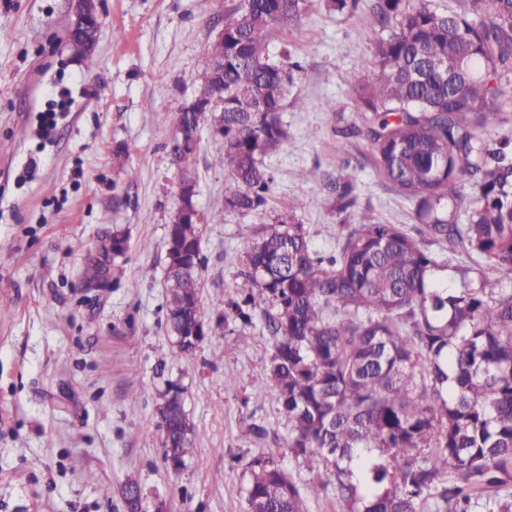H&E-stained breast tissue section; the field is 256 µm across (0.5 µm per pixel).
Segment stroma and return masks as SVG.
I'll return each instance as SVG.
<instances>
[{"instance_id":"1","label":"stroma","mask_w":512,"mask_h":512,"mask_svg":"<svg viewBox=\"0 0 512 512\" xmlns=\"http://www.w3.org/2000/svg\"><path fill=\"white\" fill-rule=\"evenodd\" d=\"M238 2L102 0L90 68L65 38L72 0H0V512H128L130 476L143 512H248L242 487L262 455L299 486L316 478L288 451L262 308L245 346L222 318L263 218L222 213L224 142L205 129L193 176L207 335L187 361L166 327V234L181 180L170 144ZM374 2L348 16L312 0L267 48L276 62L287 47L298 56L306 101L285 106L288 144L264 159L270 205L300 201L297 219L322 253L367 211L416 224L413 204L389 191L355 133L364 115L352 88L373 72ZM346 172L355 203L345 209L332 184ZM169 380L185 386L194 425L177 473L157 410Z\"/></svg>"}]
</instances>
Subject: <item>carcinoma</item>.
Listing matches in <instances>:
<instances>
[{
  "label": "carcinoma",
  "mask_w": 512,
  "mask_h": 512,
  "mask_svg": "<svg viewBox=\"0 0 512 512\" xmlns=\"http://www.w3.org/2000/svg\"><path fill=\"white\" fill-rule=\"evenodd\" d=\"M355 14L361 0H326ZM310 0H242L208 47L201 83L224 100L223 212H270L241 252L244 282L224 323L253 324L256 300L275 340L269 378L288 416V450L329 472L344 512H512V0H377L373 75L357 84L365 138L389 188L419 223L366 216L319 253L298 201L269 209L263 158L282 149L285 91L302 66L269 62L272 34ZM224 60V69L214 66ZM170 152L191 173L196 149ZM470 192H464L465 187ZM354 205L351 175L336 179ZM435 245L432 251L429 246ZM199 225H168L166 323L189 360L205 336ZM186 389L162 393L165 461L192 445ZM251 512H307L304 491L271 458L250 464ZM140 512L138 483L124 489Z\"/></svg>",
  "instance_id": "obj_1"
}]
</instances>
